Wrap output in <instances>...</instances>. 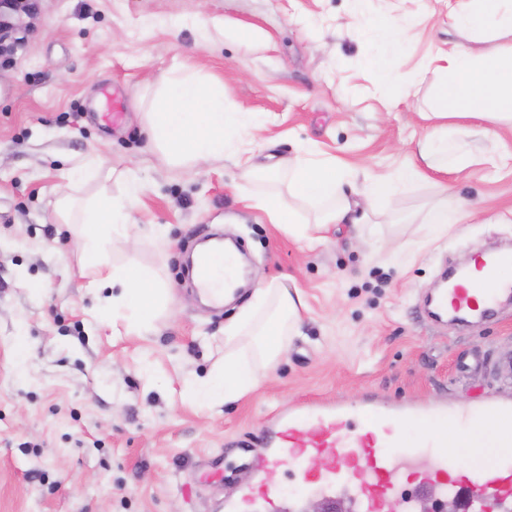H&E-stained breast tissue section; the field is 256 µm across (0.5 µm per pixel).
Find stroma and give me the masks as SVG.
<instances>
[{
  "label": "stroma",
  "mask_w": 512,
  "mask_h": 512,
  "mask_svg": "<svg viewBox=\"0 0 512 512\" xmlns=\"http://www.w3.org/2000/svg\"><path fill=\"white\" fill-rule=\"evenodd\" d=\"M460 0H35L0 55V512H225L252 482L259 448L237 447L280 408L341 399L465 408L512 397V305L468 328L422 317V294L472 251L512 249V160L430 172L377 205L363 238L331 226L309 243L269 224L252 200L288 180L264 170L308 146L351 171L392 173L430 134L436 59L457 35ZM400 22L394 101L364 60ZM252 31L249 40L240 31ZM192 72L263 130L199 168L167 164L142 115L164 77ZM122 117L104 123L107 92ZM143 191L114 263L154 269L173 300L154 331L99 311L90 276L54 207L61 191ZM473 216L437 237L415 222L442 195ZM243 241L255 275L223 311L197 298L186 259L209 233ZM307 310L254 390L222 405L184 398L183 376L224 360V326L253 288L281 276Z\"/></svg>",
  "instance_id": "1"
}]
</instances>
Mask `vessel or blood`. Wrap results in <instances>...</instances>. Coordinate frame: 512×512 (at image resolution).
<instances>
[{
	"label": "vessel or blood",
	"mask_w": 512,
	"mask_h": 512,
	"mask_svg": "<svg viewBox=\"0 0 512 512\" xmlns=\"http://www.w3.org/2000/svg\"><path fill=\"white\" fill-rule=\"evenodd\" d=\"M490 278L481 284L456 275L451 288L436 289L428 299V316L437 321L492 316L502 298L512 299V252L491 259ZM488 418L500 425L507 455L489 467L461 469L445 452L449 437L441 426ZM406 421L428 422L437 430L410 447L399 432ZM250 444L264 451L257 480L227 503L226 512H247L258 500L265 512H298L278 491L281 473L290 468L337 512H413L420 499L438 503L451 497L461 501L462 512H512V400L494 396L464 412L398 402L359 410L335 401L292 405L273 414ZM312 456L327 459L323 472L306 469Z\"/></svg>",
	"instance_id": "vessel-or-blood-1"
}]
</instances>
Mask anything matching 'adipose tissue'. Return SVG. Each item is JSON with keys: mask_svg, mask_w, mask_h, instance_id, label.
<instances>
[{"mask_svg": "<svg viewBox=\"0 0 512 512\" xmlns=\"http://www.w3.org/2000/svg\"><path fill=\"white\" fill-rule=\"evenodd\" d=\"M453 27L463 38L449 47L437 71V107L426 120L438 121L436 135L418 144L419 161L409 162L389 175L357 177L345 172L335 158L300 157L287 168L269 169V180L288 177V194L262 195L256 202L269 223L288 235L314 240L331 224L347 225L353 237H362L376 202L391 200L399 190L426 177L427 170L448 174L476 163L466 138L496 141V126L512 125V42L490 50L475 47L477 34L512 39V0H469L453 15ZM153 146L169 163L196 167L223 160L231 146L229 130L263 127L256 113L224 108V90L191 73L165 78L162 96L144 115ZM124 190L102 193L77 202L71 195L59 200L64 223L77 225L76 240L83 263L93 275L91 287L109 289L113 317L127 331L142 334L153 329L166 310L171 291L151 268L132 262L114 265L107 245L128 234V207L140 191L134 171H126ZM316 213L315 222L301 221L297 203ZM467 203L442 198L432 203L423 219L427 234L438 236L449 225L469 217ZM305 300L300 289L279 283L256 291L252 301L224 327V362L206 376H185V396L194 403L212 405L241 397L260 383L261 367L275 363L296 332ZM493 426L475 424L460 436L449 454L463 459L480 456L491 465L499 454Z\"/></svg>", "mask_w": 512, "mask_h": 512, "instance_id": "1", "label": "adipose tissue"}]
</instances>
